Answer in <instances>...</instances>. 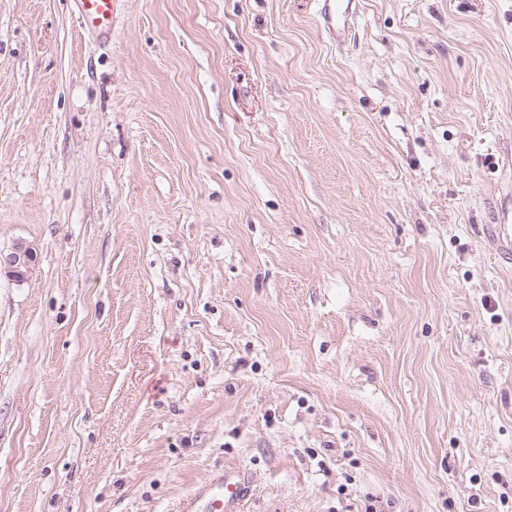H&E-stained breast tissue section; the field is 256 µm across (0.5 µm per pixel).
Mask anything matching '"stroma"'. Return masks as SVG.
<instances>
[{
    "label": "stroma",
    "mask_w": 512,
    "mask_h": 512,
    "mask_svg": "<svg viewBox=\"0 0 512 512\" xmlns=\"http://www.w3.org/2000/svg\"><path fill=\"white\" fill-rule=\"evenodd\" d=\"M0 0V512H512V0ZM79 18L100 32L112 31V0H76ZM34 261L33 249L22 242L17 243L7 253L0 251V273L3 270L12 280L24 282ZM245 492V475L225 471L205 483L185 512H238Z\"/></svg>",
    "instance_id": "1"
}]
</instances>
